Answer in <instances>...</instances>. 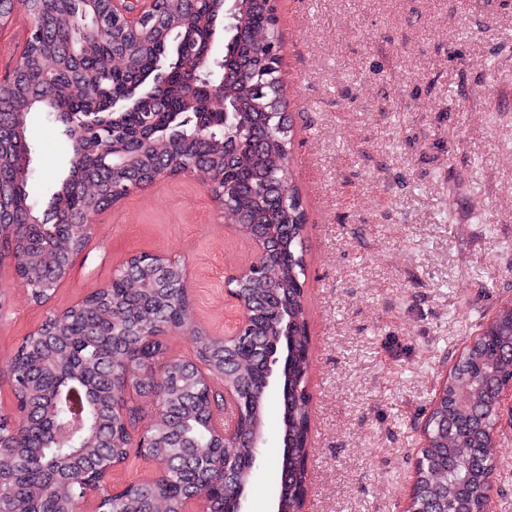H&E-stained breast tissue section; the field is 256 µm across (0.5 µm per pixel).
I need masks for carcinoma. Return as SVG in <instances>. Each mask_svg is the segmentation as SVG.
Listing matches in <instances>:
<instances>
[{"label": "carcinoma", "instance_id": "carcinoma-1", "mask_svg": "<svg viewBox=\"0 0 512 512\" xmlns=\"http://www.w3.org/2000/svg\"><path fill=\"white\" fill-rule=\"evenodd\" d=\"M236 31L215 33L226 6ZM161 0V18L123 31L101 16L93 0H17L38 18L40 33L22 56L17 75L0 93V255L18 261L16 274L33 302L64 279L70 258L90 235L89 219L112 196V164L125 161L146 177L163 170L204 173L223 199L224 221L272 248L261 269L230 281L246 310L240 334L224 341L200 334L195 360L239 397L240 427L224 441L212 429L213 408L194 364L172 360L156 374L144 360L166 352L165 335L190 323L180 291L183 268L135 260L97 299L62 317L50 316L44 335L31 336L12 355L5 375L15 386L27 428L0 413V512H69L79 481L102 463L139 453L133 433L143 416L135 400L154 396L147 451L166 462L165 475L144 489L105 498V512H177L189 492L232 507L238 484H248L263 430L268 387L263 352L288 343V393L279 397L280 433L288 454L267 478L288 512H303L309 461L307 377L310 336L304 294L307 245L299 190L287 175L291 138L281 112L280 69L270 54L278 43L267 0ZM89 23L94 37L78 29ZM203 60L212 95L186 94L195 79L179 53ZM236 113L221 125L220 108ZM45 112L64 126L74 159L69 178L40 215L28 191V116ZM83 127L73 137L70 130ZM238 149L226 152V139ZM283 187L274 203L268 186ZM512 384V301L480 322L436 395L424 428L416 491L408 512H489L495 429L494 392ZM130 396L112 410L123 386Z\"/></svg>", "mask_w": 512, "mask_h": 512}]
</instances>
